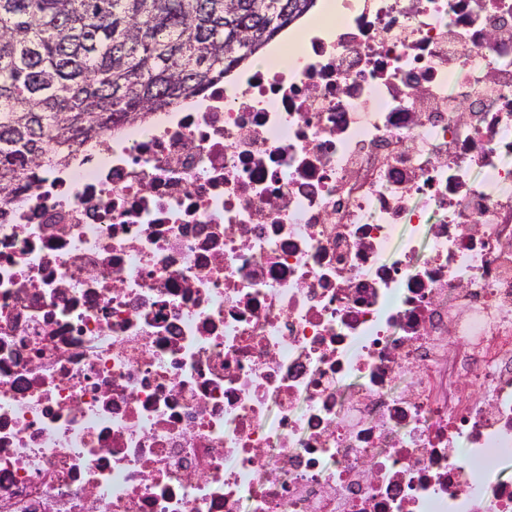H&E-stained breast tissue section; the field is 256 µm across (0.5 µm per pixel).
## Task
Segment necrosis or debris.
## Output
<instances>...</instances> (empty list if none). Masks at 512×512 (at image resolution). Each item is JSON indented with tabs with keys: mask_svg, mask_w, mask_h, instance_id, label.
<instances>
[{
	"mask_svg": "<svg viewBox=\"0 0 512 512\" xmlns=\"http://www.w3.org/2000/svg\"><path fill=\"white\" fill-rule=\"evenodd\" d=\"M343 5L0 207V512H512V0Z\"/></svg>",
	"mask_w": 512,
	"mask_h": 512,
	"instance_id": "obj_1",
	"label": "necrosis or debris"
}]
</instances>
